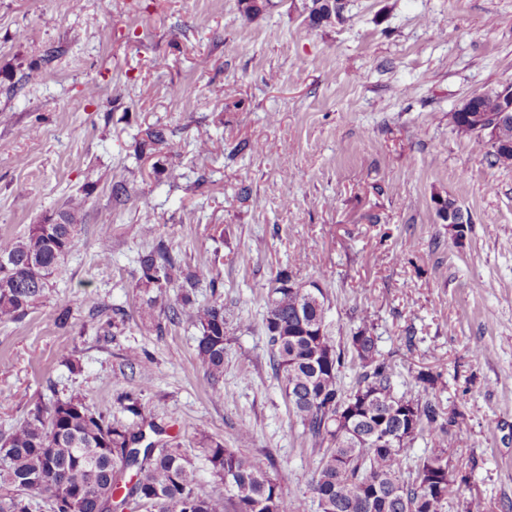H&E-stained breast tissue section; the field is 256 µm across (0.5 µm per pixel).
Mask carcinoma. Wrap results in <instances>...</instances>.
Wrapping results in <instances>:
<instances>
[{
  "label": "carcinoma",
  "mask_w": 512,
  "mask_h": 512,
  "mask_svg": "<svg viewBox=\"0 0 512 512\" xmlns=\"http://www.w3.org/2000/svg\"><path fill=\"white\" fill-rule=\"evenodd\" d=\"M247 20L276 6L274 0H240ZM346 0H310L304 7L311 26L343 23ZM475 108L493 121L499 112L496 90L480 93ZM491 164L512 168V145L486 139ZM86 199L70 198L57 219L31 224L18 237L0 238V322H15L38 309L48 298L51 281L78 244L80 212ZM137 232L153 239L138 256L135 288L140 313L153 320L161 300L172 288L176 303L164 311L171 323L198 330L197 357L214 383L224 376V350L229 341L224 304H201L194 298L206 266L190 268L156 236L152 224ZM290 274L280 272L270 289L262 323L271 350L274 378L288 405L314 442L316 466L309 490L320 512H447L448 498L461 492L465 478L448 472L447 449L458 440L450 427L462 414L442 417L440 404L423 402L395 391L394 372L372 335L371 315L360 311L357 331L341 345L322 328L325 307L306 288L288 287ZM357 367L352 385L341 382L345 361ZM374 396L373 407L353 424L338 416L341 403ZM122 410L140 421L133 429L112 422L110 412L74 394L49 406H38L3 438L0 458V512H33L35 498L45 495L51 512H110L135 503L145 512H306L303 499H287L278 483L255 460L207 435L198 438L211 475L224 483L225 495L197 488L196 466L180 448H157L145 442L146 431L161 428L146 421L139 399L127 395ZM433 440L430 454L407 472L415 437L371 448L373 431L407 432Z\"/></svg>",
  "instance_id": "carcinoma-1"
}]
</instances>
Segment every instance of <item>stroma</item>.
<instances>
[{
  "label": "stroma",
  "instance_id": "35a3bbf8",
  "mask_svg": "<svg viewBox=\"0 0 512 512\" xmlns=\"http://www.w3.org/2000/svg\"><path fill=\"white\" fill-rule=\"evenodd\" d=\"M304 4L246 21L239 0L106 11L0 0V236L86 198L49 301L0 323V438L35 405L76 393L129 423L119 400L133 393L161 429L155 446L183 448L203 493L224 492L196 446L207 434L318 512L313 442L271 372L262 324L287 270L322 285L336 341L370 312L398 393L462 411L450 454L467 483L448 512L470 497L512 512V169L448 123L472 95L512 82V0H348L347 23L316 28ZM33 70L43 78L28 81ZM157 125L167 141L137 153ZM448 199L469 217L464 237L438 214ZM142 224L190 265L221 256L216 285L196 288L200 302L223 300L231 329L219 384L198 363L194 327L136 313ZM88 295L124 323H91ZM427 371L438 376L428 391L417 382Z\"/></svg>",
  "mask_w": 512,
  "mask_h": 512
}]
</instances>
